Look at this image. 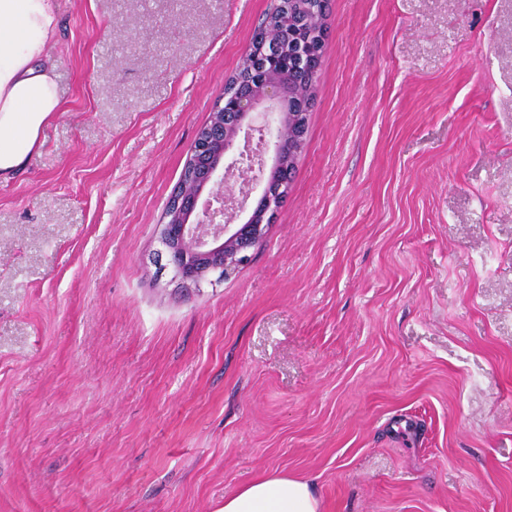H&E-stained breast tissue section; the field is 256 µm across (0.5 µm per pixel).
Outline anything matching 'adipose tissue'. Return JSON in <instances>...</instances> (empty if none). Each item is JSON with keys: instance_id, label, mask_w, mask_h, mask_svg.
<instances>
[{"instance_id": "obj_1", "label": "adipose tissue", "mask_w": 512, "mask_h": 512, "mask_svg": "<svg viewBox=\"0 0 512 512\" xmlns=\"http://www.w3.org/2000/svg\"><path fill=\"white\" fill-rule=\"evenodd\" d=\"M58 0H0V182L21 171L62 102L52 56ZM217 512H321L309 482L260 474L225 495Z\"/></svg>"}]
</instances>
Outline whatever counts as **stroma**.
I'll use <instances>...</instances> for the list:
<instances>
[{"mask_svg": "<svg viewBox=\"0 0 512 512\" xmlns=\"http://www.w3.org/2000/svg\"><path fill=\"white\" fill-rule=\"evenodd\" d=\"M274 0H60L63 109L0 184V512H512V0H330L263 242L159 226ZM216 512H321V505L306 479L272 471L226 494Z\"/></svg>", "mask_w": 512, "mask_h": 512, "instance_id": "35a3bbf8", "label": "stroma"}]
</instances>
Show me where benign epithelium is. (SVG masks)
<instances>
[{
  "label": "benign epithelium",
  "mask_w": 512,
  "mask_h": 512,
  "mask_svg": "<svg viewBox=\"0 0 512 512\" xmlns=\"http://www.w3.org/2000/svg\"><path fill=\"white\" fill-rule=\"evenodd\" d=\"M305 95L300 84L285 90L270 72L198 132L184 165L190 182L172 191L160 231L177 278L195 284L215 271L225 276L263 241L305 143L307 113L289 111ZM232 176L238 192L226 194Z\"/></svg>",
  "instance_id": "obj_1"
}]
</instances>
